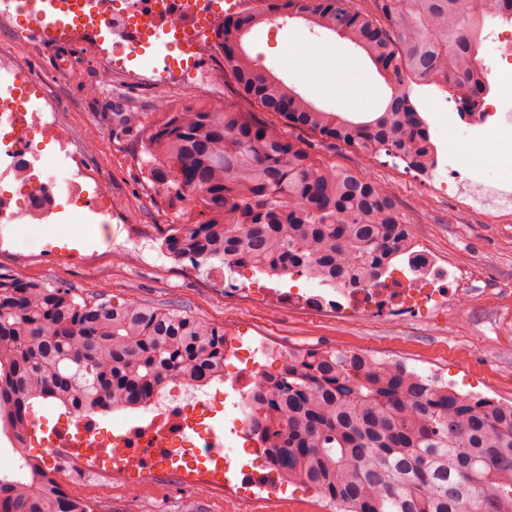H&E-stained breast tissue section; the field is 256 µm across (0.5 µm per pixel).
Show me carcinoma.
Returning a JSON list of instances; mask_svg holds the SVG:
<instances>
[{"instance_id":"cac0c4a2","label":"carcinoma","mask_w":512,"mask_h":512,"mask_svg":"<svg viewBox=\"0 0 512 512\" xmlns=\"http://www.w3.org/2000/svg\"><path fill=\"white\" fill-rule=\"evenodd\" d=\"M256 2L214 30L235 84L224 111L190 104L152 126L146 112L112 113L121 130H149L142 163L167 207L181 216L199 207L165 248L333 288L381 278L409 235L395 192L321 162L295 132L426 172L435 149L413 85H450L467 118L470 99L492 89L477 65L486 10L512 19V0ZM270 17L302 19L361 49L389 89L381 110L353 121L259 71L243 38ZM223 367L224 327L178 304L83 298L0 274V417L13 426L28 429L35 401L70 414L137 409L168 378L206 385ZM250 427L282 473L340 512H512V404L402 365L329 351L293 357L258 391ZM26 464L28 479H0V512H89Z\"/></svg>"}]
</instances>
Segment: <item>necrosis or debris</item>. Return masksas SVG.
Instances as JSON below:
<instances>
[{"label":"necrosis or debris","mask_w":512,"mask_h":512,"mask_svg":"<svg viewBox=\"0 0 512 512\" xmlns=\"http://www.w3.org/2000/svg\"><path fill=\"white\" fill-rule=\"evenodd\" d=\"M47 8L63 22L54 30V38L105 43L113 56L134 63V72L140 76L172 72L180 56L191 53L198 28L213 19L212 0H0V22L19 38L41 24L40 13ZM490 35L495 49L482 62L493 97L477 108L469 135L498 158L503 175L496 181L482 178L483 158L461 149L454 129L449 128L445 136L453 167L438 191L461 199L463 210L494 222L500 213L512 211V24H491ZM16 74L14 57L0 52V102L11 105L10 111L0 113V238L14 243L18 222L87 224L93 226L95 240L111 246L112 197L97 186L86 149L74 144L52 100L35 79L20 81ZM49 145L54 148L53 158L64 161L70 173L62 190L51 180L53 158L44 155ZM417 258L421 272L410 275L396 269L363 287L344 286L329 302L248 280L241 264L234 266L230 286L246 303L308 311L327 308L344 324L394 320L410 327L429 317L446 323L457 312L456 301L449 298L448 272L430 250H420ZM252 339L248 326L230 328L224 334L222 378L203 387L181 378L167 380L140 408L138 421L118 412L107 431L93 415H73L46 438L47 463L67 480L76 473H118L144 480L152 474L149 458L155 449L165 448L170 452L166 475L204 489L210 479L198 474L197 466L204 456L220 452L226 490L270 497L285 494L288 483L263 444L254 443L252 449L256 469H240L235 459V439L252 438L243 410L252 403L256 381L274 376L293 352L287 343L278 342L267 347V359L260 362L247 347ZM219 407L233 417L230 435L210 423ZM75 443L83 448L105 447L109 458L74 456L70 447Z\"/></svg>","instance_id":"1"}]
</instances>
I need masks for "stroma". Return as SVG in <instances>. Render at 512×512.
<instances>
[{
    "label": "stroma",
    "mask_w": 512,
    "mask_h": 512,
    "mask_svg": "<svg viewBox=\"0 0 512 512\" xmlns=\"http://www.w3.org/2000/svg\"><path fill=\"white\" fill-rule=\"evenodd\" d=\"M199 72L171 73L178 89L162 95L146 84H130L113 92L95 93L100 60L76 44L29 51L14 45L9 30L0 28V51H13L21 68L40 80L55 102L60 120L89 149L88 160L101 186L117 204L112 213V246L80 257L62 259L29 242L28 225L17 227L18 245L0 248V273L23 271L27 277L60 284L83 297L99 294L116 301L148 304L175 302L200 320L231 326L253 322L257 335L288 341L299 352L355 348L375 360L408 369L434 367L454 390L512 402V216L485 223L457 210L452 203L423 190L400 160L369 157L351 149L322 143L310 133L302 139L325 163L375 178L395 191L412 234L426 241L449 265L477 262L475 276L460 302L461 313L445 325L421 324L400 329L390 325L336 324L324 315L272 307H243L224 300L228 268L220 260L194 265L168 254L163 237L179 223L163 194L148 182L141 164V135L116 134L112 115L138 110L152 112L160 98L170 107L200 102L223 104L234 94L212 30L198 37ZM247 51L262 70L288 81L321 109L359 119L377 111L388 94L370 61L352 45L324 31H309L291 20L274 32L257 27ZM322 54L314 63V54ZM148 241L150 256L137 262L128 254L132 237ZM92 512H333L312 491H296L285 499L267 496L241 499L215 488L199 494L179 481L161 476L130 486L121 476L75 489Z\"/></svg>",
    "instance_id": "obj_1"
}]
</instances>
